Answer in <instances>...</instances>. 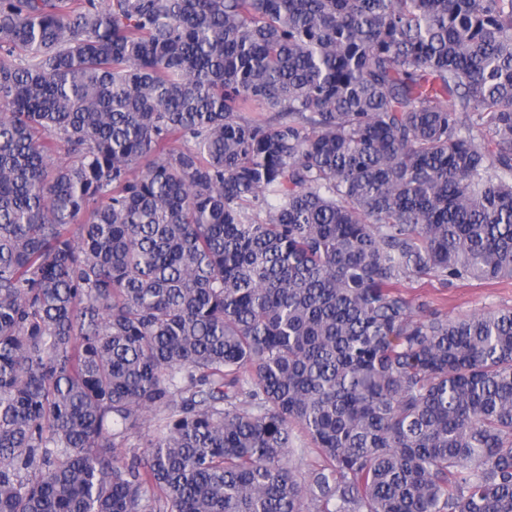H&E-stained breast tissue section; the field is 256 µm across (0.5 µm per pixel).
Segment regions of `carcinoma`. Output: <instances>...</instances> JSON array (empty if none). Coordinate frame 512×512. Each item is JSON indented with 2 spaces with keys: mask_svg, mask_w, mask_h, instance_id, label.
Masks as SVG:
<instances>
[{
  "mask_svg": "<svg viewBox=\"0 0 512 512\" xmlns=\"http://www.w3.org/2000/svg\"><path fill=\"white\" fill-rule=\"evenodd\" d=\"M427 275L512 279V0H0V512H512Z\"/></svg>",
  "mask_w": 512,
  "mask_h": 512,
  "instance_id": "carcinoma-1",
  "label": "carcinoma"
}]
</instances>
